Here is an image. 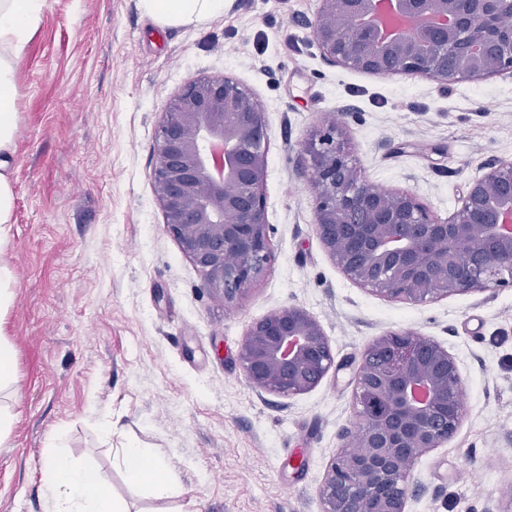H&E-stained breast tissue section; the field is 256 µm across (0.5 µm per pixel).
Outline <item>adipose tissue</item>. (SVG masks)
I'll return each instance as SVG.
<instances>
[{
    "instance_id": "adipose-tissue-1",
    "label": "adipose tissue",
    "mask_w": 512,
    "mask_h": 512,
    "mask_svg": "<svg viewBox=\"0 0 512 512\" xmlns=\"http://www.w3.org/2000/svg\"><path fill=\"white\" fill-rule=\"evenodd\" d=\"M140 9L163 26L206 23L224 12V0H138ZM45 0H0V154L11 153L16 134L15 68L37 30ZM119 463L127 481L146 484L160 496L176 486L167 464L154 452L123 448ZM48 512H126L111 504L108 489L94 472L60 452H51L43 470Z\"/></svg>"
}]
</instances>
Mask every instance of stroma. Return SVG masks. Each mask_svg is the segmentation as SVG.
Listing matches in <instances>:
<instances>
[{
	"instance_id": "obj_1",
	"label": "stroma",
	"mask_w": 512,
	"mask_h": 512,
	"mask_svg": "<svg viewBox=\"0 0 512 512\" xmlns=\"http://www.w3.org/2000/svg\"><path fill=\"white\" fill-rule=\"evenodd\" d=\"M320 0H226L198 26L162 27L138 0H47L16 67L12 304L0 343L19 398L0 395V512H45L47 441L131 512H322L320 488L354 428L356 376L378 336L412 330L456 358L464 416L420 458L406 512H512V289L391 300L348 279L314 226L310 149L337 124L372 185L449 218L468 183L512 159V74L441 88L324 60ZM226 76L264 111L273 261L235 305L163 226L155 132L183 84ZM323 328L335 363L311 391L253 389L250 325L283 307ZM159 451L178 490L130 485L116 458Z\"/></svg>"
}]
</instances>
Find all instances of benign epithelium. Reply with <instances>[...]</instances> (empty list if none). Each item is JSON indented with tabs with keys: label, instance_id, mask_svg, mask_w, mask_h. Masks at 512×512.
Returning a JSON list of instances; mask_svg holds the SVG:
<instances>
[{
	"label": "benign epithelium",
	"instance_id": "7a95c632",
	"mask_svg": "<svg viewBox=\"0 0 512 512\" xmlns=\"http://www.w3.org/2000/svg\"><path fill=\"white\" fill-rule=\"evenodd\" d=\"M507 7L512 0H321L309 26L332 64L446 88L512 71ZM267 147L262 108L226 76L185 82L157 129L152 185L164 228L226 303L245 297L272 260ZM311 182L317 235L354 283L414 302L512 288V159L487 164L441 220L408 192L374 189L333 124L311 150ZM240 361L252 388L290 397L315 388L334 357L321 325L289 306L251 325ZM463 394L455 358L434 339L376 337L357 376L361 435L342 432L322 512H405L414 465L457 433Z\"/></svg>",
	"mask_w": 512,
	"mask_h": 512
}]
</instances>
